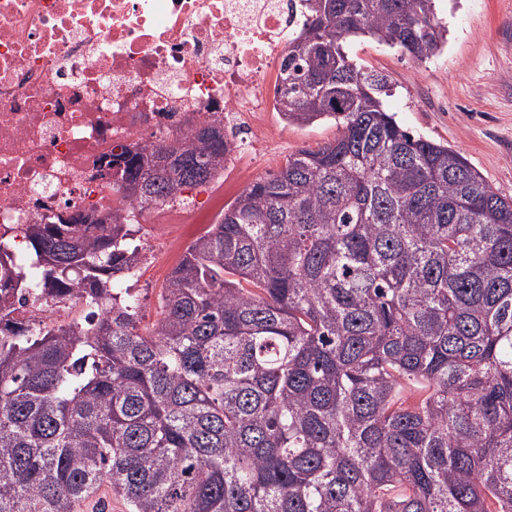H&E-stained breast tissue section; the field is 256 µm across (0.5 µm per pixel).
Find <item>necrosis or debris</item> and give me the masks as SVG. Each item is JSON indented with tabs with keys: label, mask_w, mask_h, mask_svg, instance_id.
<instances>
[{
	"label": "necrosis or debris",
	"mask_w": 512,
	"mask_h": 512,
	"mask_svg": "<svg viewBox=\"0 0 512 512\" xmlns=\"http://www.w3.org/2000/svg\"><path fill=\"white\" fill-rule=\"evenodd\" d=\"M303 22L295 0H0V241L45 214H125L96 167L202 124L237 131L224 181H242ZM221 202L176 198L143 221L174 239Z\"/></svg>",
	"instance_id": "obj_1"
}]
</instances>
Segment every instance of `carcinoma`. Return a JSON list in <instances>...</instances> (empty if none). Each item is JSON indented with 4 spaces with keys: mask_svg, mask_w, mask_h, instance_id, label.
I'll return each mask as SVG.
<instances>
[{
    "mask_svg": "<svg viewBox=\"0 0 512 512\" xmlns=\"http://www.w3.org/2000/svg\"><path fill=\"white\" fill-rule=\"evenodd\" d=\"M280 61L288 155L187 248L141 324L122 287L138 210L205 186L233 150L111 155L118 224L41 217L0 246V512H73L103 485L129 512H512V201L384 108L344 44L418 61L434 0H300ZM103 310L33 333V289Z\"/></svg>",
    "mask_w": 512,
    "mask_h": 512,
    "instance_id": "cac0c4a2",
    "label": "carcinoma"
}]
</instances>
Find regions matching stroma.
I'll return each instance as SVG.
<instances>
[{
    "label": "stroma",
    "mask_w": 512,
    "mask_h": 512,
    "mask_svg": "<svg viewBox=\"0 0 512 512\" xmlns=\"http://www.w3.org/2000/svg\"><path fill=\"white\" fill-rule=\"evenodd\" d=\"M448 29L441 50L420 62L361 37L347 50L363 69L386 74L388 111L412 135L458 150L498 195L512 198V0H436ZM265 137L249 179L277 171L289 154L314 149L337 134L335 124L298 127L277 112L262 115ZM136 239L147 261L135 288L144 322H152L169 275L156 263L165 251L163 228L140 224Z\"/></svg>",
    "instance_id": "stroma-1"
}]
</instances>
